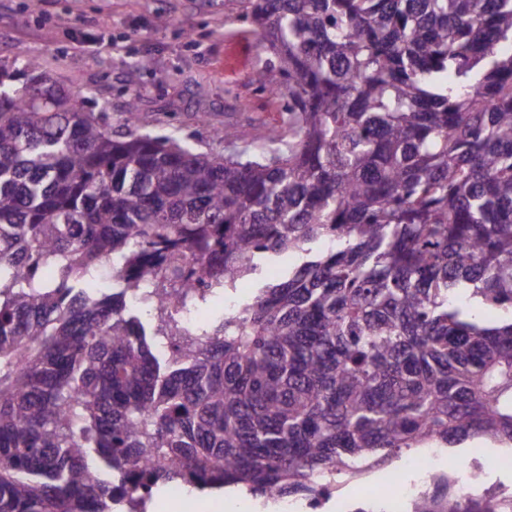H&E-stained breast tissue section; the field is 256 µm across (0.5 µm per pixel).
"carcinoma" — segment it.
<instances>
[{"mask_svg": "<svg viewBox=\"0 0 512 512\" xmlns=\"http://www.w3.org/2000/svg\"><path fill=\"white\" fill-rule=\"evenodd\" d=\"M239 12L288 108L224 155L115 135L0 59V512H140L174 483L311 500L417 448L512 446V0ZM286 253L240 312L176 314ZM407 512L512 493L442 477Z\"/></svg>", "mask_w": 512, "mask_h": 512, "instance_id": "carcinoma-1", "label": "carcinoma"}]
</instances>
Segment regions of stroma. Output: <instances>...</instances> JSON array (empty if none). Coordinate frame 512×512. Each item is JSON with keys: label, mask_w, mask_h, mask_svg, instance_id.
<instances>
[{"label": "stroma", "mask_w": 512, "mask_h": 512, "mask_svg": "<svg viewBox=\"0 0 512 512\" xmlns=\"http://www.w3.org/2000/svg\"><path fill=\"white\" fill-rule=\"evenodd\" d=\"M0 0V57L38 59L50 77L104 113L113 133L126 130L129 102L137 124L156 135L190 138L202 152H220L216 130L233 126L263 135L285 106L255 81L265 55L236 0ZM167 26H158V18ZM339 475L336 496L371 502L373 477Z\"/></svg>", "instance_id": "stroma-1"}]
</instances>
